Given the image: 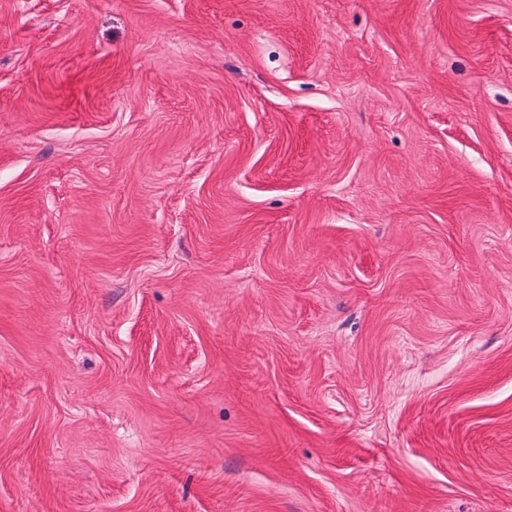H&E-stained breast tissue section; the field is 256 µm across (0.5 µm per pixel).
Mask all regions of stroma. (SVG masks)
I'll return each mask as SVG.
<instances>
[{"mask_svg": "<svg viewBox=\"0 0 512 512\" xmlns=\"http://www.w3.org/2000/svg\"><path fill=\"white\" fill-rule=\"evenodd\" d=\"M0 512H512V0H0Z\"/></svg>", "mask_w": 512, "mask_h": 512, "instance_id": "stroma-1", "label": "stroma"}]
</instances>
